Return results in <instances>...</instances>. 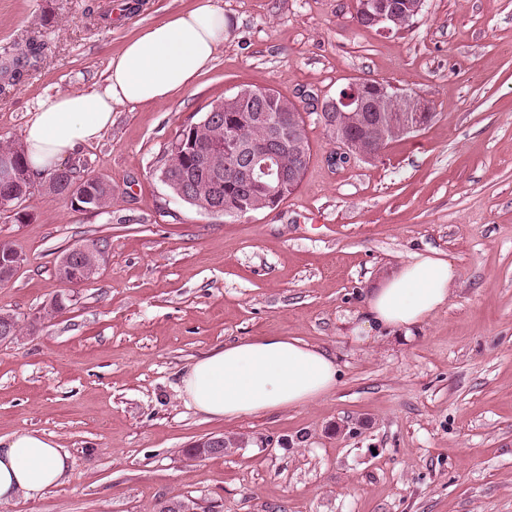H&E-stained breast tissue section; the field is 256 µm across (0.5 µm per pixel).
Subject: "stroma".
I'll list each match as a JSON object with an SVG mask.
<instances>
[{
	"instance_id": "1",
	"label": "stroma",
	"mask_w": 512,
	"mask_h": 512,
	"mask_svg": "<svg viewBox=\"0 0 512 512\" xmlns=\"http://www.w3.org/2000/svg\"><path fill=\"white\" fill-rule=\"evenodd\" d=\"M0 0V56L46 44L0 93V142L38 102L93 88L142 27L194 0ZM215 61L170 102L122 106L79 156L112 185L83 211L34 191L0 240L22 258L0 312L55 317L0 344V438L52 437L70 456L43 498L0 512H512V0H426L409 27L367 29L354 0H218ZM376 80L433 120L372 162L335 159L317 100ZM245 87L277 90L305 119L310 161L277 208L211 216L172 196L158 159L191 119ZM112 247L89 284L55 277L88 238ZM451 262L447 305L413 336L359 343L365 294L410 254ZM292 336L341 369L294 409L211 419L183 399L193 362L224 344ZM245 436L225 455L182 448Z\"/></svg>"
}]
</instances>
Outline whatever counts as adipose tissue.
Returning a JSON list of instances; mask_svg holds the SVG:
<instances>
[{
    "label": "adipose tissue",
    "instance_id": "1",
    "mask_svg": "<svg viewBox=\"0 0 512 512\" xmlns=\"http://www.w3.org/2000/svg\"><path fill=\"white\" fill-rule=\"evenodd\" d=\"M227 24L215 0H195L187 11L146 26L112 54L100 87L42 100L25 125L30 171L46 176L80 147L97 142L123 105L165 102L191 88L224 43ZM454 269L440 257L409 255L362 303L357 342L381 332L411 334L443 308ZM334 359L300 339L265 336L225 344L199 358L181 379L189 405L231 422L245 415L309 405L332 392ZM69 464L51 437L22 431L0 441V503L41 498Z\"/></svg>",
    "mask_w": 512,
    "mask_h": 512
}]
</instances>
